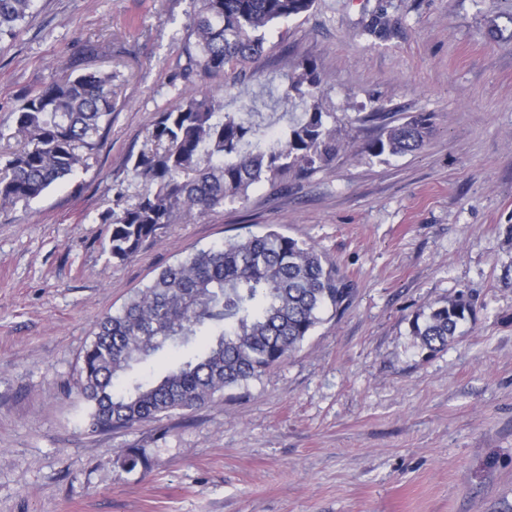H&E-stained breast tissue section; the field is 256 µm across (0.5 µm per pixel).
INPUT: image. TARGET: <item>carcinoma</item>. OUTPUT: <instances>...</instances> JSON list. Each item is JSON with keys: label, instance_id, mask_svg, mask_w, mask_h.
Instances as JSON below:
<instances>
[{"label": "carcinoma", "instance_id": "obj_1", "mask_svg": "<svg viewBox=\"0 0 512 512\" xmlns=\"http://www.w3.org/2000/svg\"><path fill=\"white\" fill-rule=\"evenodd\" d=\"M33 0H0V36L31 16ZM315 0H201L187 28L190 57L207 73L233 71L264 53L272 26L308 13ZM292 118L284 139L206 94L158 113L153 147L128 157L150 188L136 203L107 212L106 250L115 265L185 213L204 216L244 202L262 183L282 192L288 176L331 167L344 148L336 113L322 106L317 65L298 62L280 96ZM112 74L85 70L54 78L16 111L21 150L5 162L0 199L29 202L73 176L112 125ZM433 128L429 112L385 125L363 145L372 157L420 150ZM353 284L314 246L276 230L200 249L163 269L117 312L100 319L84 355L80 393L94 431L132 428L195 410L244 387L284 362L322 322L338 313ZM470 304L459 296L414 322L423 347L448 345ZM208 331L198 354L174 361L151 380L137 367L170 349H185Z\"/></svg>", "mask_w": 512, "mask_h": 512}]
</instances>
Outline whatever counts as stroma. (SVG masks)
I'll list each match as a JSON object with an SVG mask.
<instances>
[{
    "label": "stroma",
    "instance_id": "1",
    "mask_svg": "<svg viewBox=\"0 0 512 512\" xmlns=\"http://www.w3.org/2000/svg\"><path fill=\"white\" fill-rule=\"evenodd\" d=\"M195 0H33L0 40V155L54 75L113 76L112 126L75 176L0 205V512H512V0H316L266 33L240 81L189 70ZM384 17L382 36L368 34ZM313 60L349 148L332 166L181 216L121 266L101 216L145 182L126 165L184 94L288 114L268 95ZM433 115L420 151L361 149ZM315 245L355 292L286 361L222 401L91 430L79 394L99 320L166 266L267 227ZM473 314L429 351L417 315L458 294ZM135 451L145 466L128 469Z\"/></svg>",
    "mask_w": 512,
    "mask_h": 512
}]
</instances>
